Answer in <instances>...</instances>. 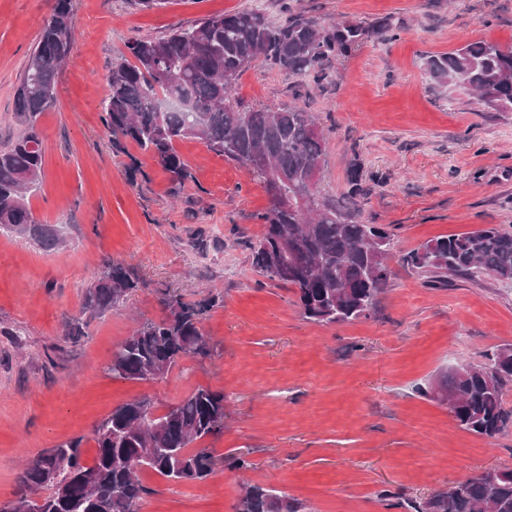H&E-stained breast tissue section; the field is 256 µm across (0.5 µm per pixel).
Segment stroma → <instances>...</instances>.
Here are the masks:
<instances>
[{
    "label": "stroma",
    "mask_w": 512,
    "mask_h": 512,
    "mask_svg": "<svg viewBox=\"0 0 512 512\" xmlns=\"http://www.w3.org/2000/svg\"><path fill=\"white\" fill-rule=\"evenodd\" d=\"M55 0H0V149L19 129L14 98ZM257 9L366 37L325 60L326 80L289 76L257 61L235 95L278 108L301 96L327 137L322 193L393 235L391 277L369 317L323 326L293 292L252 266L270 199L236 162L197 139L177 150L192 178L171 196L169 174L135 144L112 147L100 101L112 58L134 38H160L210 14ZM77 42L58 76L55 103L38 116L44 175L34 217L57 228L46 250L0 233V503L13 499L29 459L71 437L96 453L95 425L112 408L151 398L165 410L199 385L223 391L218 467L206 482L141 471L140 512H234L243 482L285 492L302 512H390L396 493L422 500L489 468H512V428L493 439L460 429L417 386L440 371L480 364L512 344V286L451 278L429 287L401 261L424 242L496 224L512 230V112H485L467 92L439 88L429 56L467 41L512 47V0H74ZM359 177L363 193L349 198ZM140 278L120 312L93 314L82 293L103 260ZM224 295L204 331L214 350L158 380L112 377L106 366L137 320L162 318V289L196 301ZM85 334L71 338L72 323Z\"/></svg>",
    "instance_id": "1"
}]
</instances>
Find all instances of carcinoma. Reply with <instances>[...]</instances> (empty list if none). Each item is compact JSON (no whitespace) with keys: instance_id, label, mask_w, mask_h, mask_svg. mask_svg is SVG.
Wrapping results in <instances>:
<instances>
[{"instance_id":"obj_1","label":"carcinoma","mask_w":512,"mask_h":512,"mask_svg":"<svg viewBox=\"0 0 512 512\" xmlns=\"http://www.w3.org/2000/svg\"><path fill=\"white\" fill-rule=\"evenodd\" d=\"M366 34L358 25L324 28L303 16L276 25L260 12L243 9L201 17L162 38L133 39L105 75L102 121L112 142H131L148 153L171 175L173 194L191 177L176 148L177 141L188 138L247 168L271 198L290 194L295 199L314 189V210L271 202L261 215L263 233L250 250L253 267L294 291L303 315L322 325L370 315L391 276V235L321 193L327 140L315 113L297 103L244 109L233 92L239 76L259 59L319 83L326 79L324 60L348 52ZM76 38L73 0H55L14 101L24 130L0 150V229L49 249L61 243L59 235L34 218L28 201L43 175L35 122L56 101L58 74ZM427 66L439 87L470 92L483 111L512 112V48L467 41L429 57ZM402 260L433 287L448 286L452 277L512 282V231L487 224L441 236ZM138 287L132 269L104 260L85 288L83 309L116 310ZM163 301L167 315L140 322L112 351L109 373L137 381L160 379L183 359L211 354L202 322L224 295L211 291L201 301L186 302L165 289ZM485 358L480 365L452 368L417 392L449 404L462 430L494 438L512 424V413L502 405L503 386L512 381V345L497 346ZM224 418V392L210 386H197L160 414L151 399H134L98 423L92 461L83 459L82 436L44 450L26 464L15 498L4 506L24 512L28 496L36 495L39 512H140L150 494L140 470L181 483L203 482L216 472L209 441L224 433ZM405 506L412 512H512V468L487 469ZM299 509L283 492L248 484L235 512Z\"/></svg>"}]
</instances>
